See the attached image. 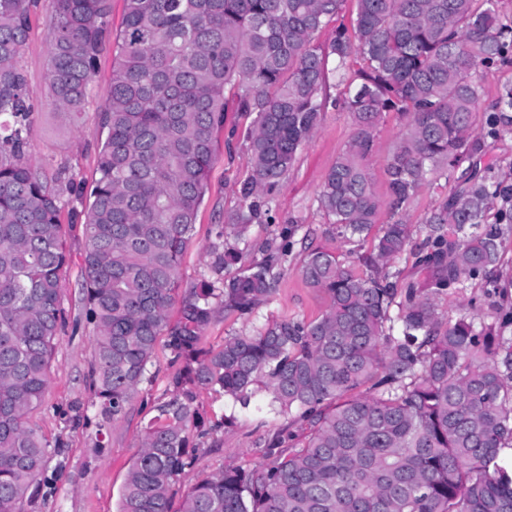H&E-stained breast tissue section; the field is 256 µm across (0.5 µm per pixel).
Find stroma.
I'll return each instance as SVG.
<instances>
[{
    "instance_id": "1",
    "label": "stroma",
    "mask_w": 512,
    "mask_h": 512,
    "mask_svg": "<svg viewBox=\"0 0 512 512\" xmlns=\"http://www.w3.org/2000/svg\"><path fill=\"white\" fill-rule=\"evenodd\" d=\"M52 39L51 4L39 0L30 11V35L20 62L31 88L38 97L29 133L28 158L48 177L64 174L81 182H91L98 164L99 145L105 137L100 109L107 101L112 79V55L104 53L88 88L81 113L57 109L48 93L49 46ZM251 116L239 112L233 92L225 94L224 126L217 135L216 159L208 173V190L199 210L192 238L181 262L183 286L168 310L169 326L183 320L184 306L193 287L213 279L212 249L218 226L229 223L239 207L240 186L251 173L246 134ZM406 120L395 112L383 114L367 164L373 174L374 189L387 196L386 160L393 152ZM355 131L349 113H323L314 135L299 149L296 162L275 191L274 222L251 225L240 239L225 238V246L235 248L243 262L262 258L267 248L283 246L282 233L289 224L297 230L279 268L280 278L271 301L263 304L254 318L246 320L220 312L203 330V344L216 347L225 336L251 331L254 327L297 317L312 320L325 310L323 292L310 288L300 273L307 250L323 247L346 259L369 252L373 239L350 241L339 238L336 227L318 207L317 197L336 157ZM457 178L438 179L424 184L404 208L410 242L394 261L400 283L422 282L416 263V246L425 235L424 221L440 199L455 190ZM80 200L66 197L60 220L69 253V265L61 281V302L67 321L58 334L50 384L43 406L34 413L33 423L56 449L48 461L45 480L28 505V512H116L119 492L146 423L159 405L175 395L173 376L184 367L175 360L168 335L158 339L148 378L125 412L103 421L92 388L94 331L85 318L83 267L86 237L82 224L73 222V213L82 211ZM439 315L453 321L475 317L485 325H498L504 309L512 308V294L493 293L485 280H474L466 292L450 289L436 296ZM207 434L192 431L190 452L193 464L172 489L174 501L207 475L234 467L266 462L270 439L286 427L283 416L267 407H234L223 394L198 390L194 402Z\"/></svg>"
}]
</instances>
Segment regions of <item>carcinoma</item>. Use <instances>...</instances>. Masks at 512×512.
Returning <instances> with one entry per match:
<instances>
[{"instance_id": "obj_1", "label": "carcinoma", "mask_w": 512, "mask_h": 512, "mask_svg": "<svg viewBox=\"0 0 512 512\" xmlns=\"http://www.w3.org/2000/svg\"><path fill=\"white\" fill-rule=\"evenodd\" d=\"M342 2L124 0L114 31L112 0H51L54 105L82 112L101 54L115 58L97 177L54 191L27 158L35 92L19 56L37 0H0V512H25L51 456L30 415L44 403L65 322L64 194L86 200L92 386L100 415L114 419L147 379L167 328L229 87L253 116L251 175L217 238H241L272 218L277 186L330 107L349 112L355 133L319 208L345 238L368 235L384 209L393 220L358 256L364 275L331 251L304 255L303 279L328 299L321 316L205 349L201 333L219 309L249 318L271 300L288 253L285 244L226 276L239 256L214 248L216 279L195 287L169 341L195 366L175 376L180 393L146 426L117 512H512V475L497 463L512 449V314L496 327L445 321L419 285L399 289L389 270L410 239L400 211L431 177L465 163L461 183L425 220L418 264L433 294L463 292L479 277L499 294L512 288L492 277L512 234V185L481 166L485 140L512 134V86L485 111L479 71L512 63V25L501 22L498 0H357L353 30L316 45ZM332 75L347 88L341 100L328 93ZM385 112L407 118L387 159L386 200L365 163ZM195 388L243 410L264 393L309 433L298 448L275 436L267 463L207 476L176 508L172 487L192 463L189 431L201 427Z\"/></svg>"}]
</instances>
